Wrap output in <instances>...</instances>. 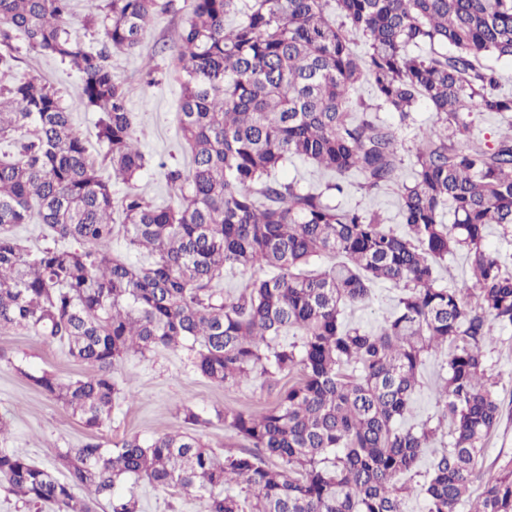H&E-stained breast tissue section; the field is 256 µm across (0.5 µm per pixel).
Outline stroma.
<instances>
[{"label":"stroma","instance_id":"35a3bbf8","mask_svg":"<svg viewBox=\"0 0 512 512\" xmlns=\"http://www.w3.org/2000/svg\"><path fill=\"white\" fill-rule=\"evenodd\" d=\"M189 15L190 0H173L169 10L153 15L135 53L112 56L114 72L130 89L129 108L135 115L139 146L150 160L139 189L159 205L171 202L162 164L186 161L177 121L180 84L174 72L173 40L176 30ZM15 46L20 58L16 77L37 74L54 84L72 109L75 129L88 139L93 154L102 155L103 149L95 138L98 115L77 105L78 73L54 58L28 54L23 41H16ZM148 65L155 70L150 80L144 75ZM381 117L386 123L397 126L403 141V165L411 167L414 136L419 130L436 127L434 112L427 105H419L405 124L400 123L394 112H382ZM337 201L347 207L380 210L386 224L396 232L404 230L398 215L396 188L367 196L352 185ZM400 294V289L391 285H377L370 304L346 308L345 317L365 327L377 325L388 316ZM444 359L441 353L430 355L421 368L420 384L404 420L405 426L440 417L436 394L444 377ZM487 362L497 382L502 407L500 423L482 460L483 471L493 473L512 460V327L496 330L494 341L487 348ZM43 370L54 372L65 381L87 373L86 366L70 357L64 346L44 342L34 330H0V414L10 421L4 445L51 469L57 464L58 449L78 447L86 440L88 432L69 410L29 381V374ZM114 377L124 393L114 404L111 424L96 434L104 446L128 436L137 435L146 440L158 433L188 429L220 457L244 451L245 441L217 422L207 427H187L183 408L206 413L227 407L258 411L273 403L279 390L292 382L291 376L284 374L273 387L264 375L255 371L239 385L222 387L196 374L181 353L164 349L143 357L128 355L117 364ZM121 489L134 492L141 512H206L207 501L197 494L187 495L131 478L123 482Z\"/></svg>","mask_w":512,"mask_h":512}]
</instances>
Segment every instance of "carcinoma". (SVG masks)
<instances>
[{"mask_svg":"<svg viewBox=\"0 0 512 512\" xmlns=\"http://www.w3.org/2000/svg\"><path fill=\"white\" fill-rule=\"evenodd\" d=\"M71 2L0 0V143L12 149L0 156V329H33L89 369L69 383L47 371L28 379L90 430L110 421L114 368L131 351H180L226 387L257 368L297 380L259 412L215 411L252 452L220 459L177 432L112 448L88 441L58 451L62 480L0 447L9 491L55 512H98L103 500L110 512H138L135 495L117 491L131 476L206 494L207 512H405L415 494L427 512H458L478 482L471 512H512V463L489 476L479 466L501 417L487 347L495 327H512V274L485 247L492 224L512 236V95L485 63L512 60V0H193L175 33L189 163L161 165L175 207L138 191L148 160L111 63L139 48L162 5L96 0L85 17L104 34L94 48L67 26ZM236 14L244 19L227 26ZM349 30L366 37L364 54ZM19 39L78 72L79 104L99 113L102 159L58 89L13 76ZM361 82L403 121L420 102L435 112L439 129L415 134L411 178L397 130L354 98ZM474 112L508 128L491 144L475 139ZM290 158L331 180L313 191L273 178ZM351 174L367 194L398 188L405 233L376 210L334 204ZM114 181L127 185L123 196ZM34 219L52 244L16 238L13 228ZM118 236L150 262L112 256ZM457 251L472 294L439 285V264ZM241 268L254 274L224 296V270ZM379 282L402 289L390 316L375 329L346 322L345 306L367 304ZM290 334L301 342H280ZM442 348L436 400L450 442L415 484L440 426L398 422L426 357ZM230 484L245 496L214 493Z\"/></svg>","mask_w":512,"mask_h":512,"instance_id":"1","label":"carcinoma"}]
</instances>
